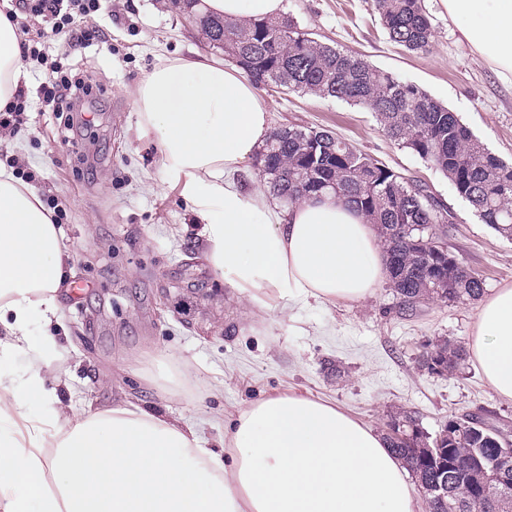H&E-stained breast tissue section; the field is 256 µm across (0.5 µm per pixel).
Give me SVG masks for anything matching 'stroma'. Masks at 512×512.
<instances>
[{
	"label": "stroma",
	"instance_id": "stroma-1",
	"mask_svg": "<svg viewBox=\"0 0 512 512\" xmlns=\"http://www.w3.org/2000/svg\"><path fill=\"white\" fill-rule=\"evenodd\" d=\"M435 30L429 50L391 43L374 0H286V11L320 42L426 91L458 115L495 155L512 163V86L462 39L441 0H424ZM23 43H37L24 89L28 120L0 167L33 172L45 206L64 212L74 284L63 287L57 336L76 408L123 400L158 407L196 424L219 444L239 409L296 390L326 398L384 432L393 412L414 413L434 433L449 416L484 409L512 440V401L498 397L473 358L452 377L428 373L423 353L441 339L470 343L478 305L430 303L401 314L389 283L357 301L308 299L283 309L248 308L204 259V224L183 195L184 178L163 168L156 133L143 125L132 92L173 58H223L164 0H107L84 20L102 31L72 44L42 18L18 13ZM94 87V142H63L66 116L37 96L52 63ZM272 126L323 128L378 159L447 205L455 222L446 244L484 278L486 292L512 285V241L481 224L447 178L390 141L370 112L335 99L259 87ZM189 368L194 382L167 397L158 379Z\"/></svg>",
	"mask_w": 512,
	"mask_h": 512
}]
</instances>
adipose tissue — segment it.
Here are the masks:
<instances>
[{
    "mask_svg": "<svg viewBox=\"0 0 512 512\" xmlns=\"http://www.w3.org/2000/svg\"><path fill=\"white\" fill-rule=\"evenodd\" d=\"M461 34L512 83V0H442ZM203 13L276 18L284 0H201ZM30 73L21 36L0 10V111ZM132 103L157 136L163 167L185 179L204 220L203 255L252 305L354 301L387 275L366 215L332 192L281 204L234 177L264 146L270 110L234 65L202 57L156 66ZM74 274L63 233L34 187L0 169V360L32 351L31 321L60 322ZM470 349L487 381L512 400V285L486 298ZM38 423L15 424L27 397ZM0 512H415L407 470L371 427L308 395L270 396L239 409L206 448L193 425L132 403L87 413L33 374L27 393L0 378Z\"/></svg>",
    "mask_w": 512,
    "mask_h": 512,
    "instance_id": "ef3b65f1",
    "label": "adipose tissue"
}]
</instances>
